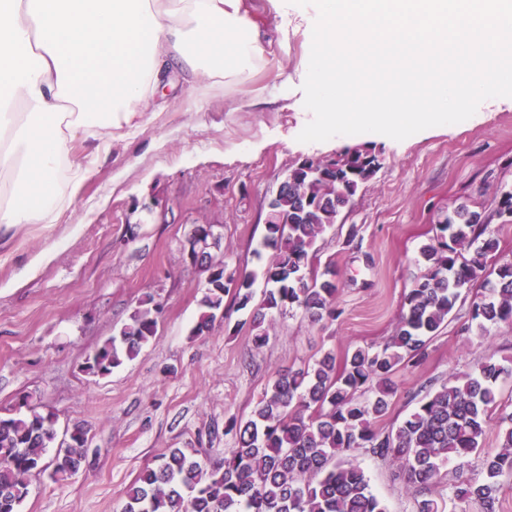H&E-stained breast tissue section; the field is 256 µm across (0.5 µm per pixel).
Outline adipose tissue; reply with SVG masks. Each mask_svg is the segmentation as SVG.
<instances>
[{"instance_id": "ef3b65f1", "label": "adipose tissue", "mask_w": 512, "mask_h": 512, "mask_svg": "<svg viewBox=\"0 0 512 512\" xmlns=\"http://www.w3.org/2000/svg\"><path fill=\"white\" fill-rule=\"evenodd\" d=\"M242 0H0V226L52 224L110 145L155 116L170 69L189 88L264 63Z\"/></svg>"}]
</instances>
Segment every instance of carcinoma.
I'll list each match as a JSON object with an SVG mask.
<instances>
[{
  "instance_id": "1",
  "label": "carcinoma",
  "mask_w": 512,
  "mask_h": 512,
  "mask_svg": "<svg viewBox=\"0 0 512 512\" xmlns=\"http://www.w3.org/2000/svg\"><path fill=\"white\" fill-rule=\"evenodd\" d=\"M334 163L332 183L303 174L312 160L292 167L299 177L270 204L256 255L272 250L263 276L274 287L266 289L252 316L258 346L268 339L269 310H299L314 322L336 315L334 272H318L311 251L380 162L371 153L346 149ZM441 232L420 248L428 271L405 295L384 347H360L339 362L327 352L311 365L279 375L246 421H230L237 446L228 456L206 463L194 448L172 449L142 470L126 492L123 512H386L353 458L360 448L399 465L396 477L414 492L416 512H436L428 495L442 483L443 464L481 449L493 422L501 446L483 456V478L460 476L448 494L477 504L480 512H497L501 478L512 476V412H503L499 400V384L512 378V366L486 356L473 372L426 391L396 426L387 431L374 426L396 393V372L423 364L429 343L474 282L488 285L470 302L471 318L480 320L481 330L512 323V261L489 268L499 240L481 212L462 203L445 217ZM216 264L219 271L206 287L194 327L199 335L224 313V296L233 295L240 309L252 298L254 273H229L224 261ZM158 313L152 296L140 300L119 333L89 356L86 372L107 376L134 359L156 335ZM55 438L50 414L39 412L28 395L13 415L0 416V512H21L31 477L49 467L46 452ZM86 442L84 429L75 427L55 458V480L78 472Z\"/></svg>"
}]
</instances>
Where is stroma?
I'll use <instances>...</instances> for the list:
<instances>
[{
    "label": "stroma",
    "mask_w": 512,
    "mask_h": 512,
    "mask_svg": "<svg viewBox=\"0 0 512 512\" xmlns=\"http://www.w3.org/2000/svg\"><path fill=\"white\" fill-rule=\"evenodd\" d=\"M268 63L247 80L189 93L179 80L163 89L164 107L131 141L114 143L54 224L0 229V414L22 393L52 411L58 434L87 433L86 458L67 480L33 476L21 512H121L140 471L172 448L224 457L235 445L230 417L248 418L265 388L288 368L359 346L382 348L404 296L426 267L421 245L440 232L439 216L460 203L491 216L512 261V217L497 216L512 192V100L446 130L404 140L362 134L301 143L311 120L302 85L314 7L276 14L270 0H245ZM363 147L381 163L374 178L316 242L317 267L333 265L340 289L336 319L301 311L275 315L255 345L250 314L230 310L193 335L205 275L187 256L197 224L221 237L216 258L256 273L267 201L288 169ZM161 307L155 337L136 358L101 378L84 372L94 348L118 330L144 295ZM469 308L429 344L416 369L396 373L388 429L414 408L420 386L436 387L488 355L512 364V325L483 338ZM386 512H414L413 493L395 464L357 451Z\"/></svg>",
    "instance_id": "stroma-1"
}]
</instances>
